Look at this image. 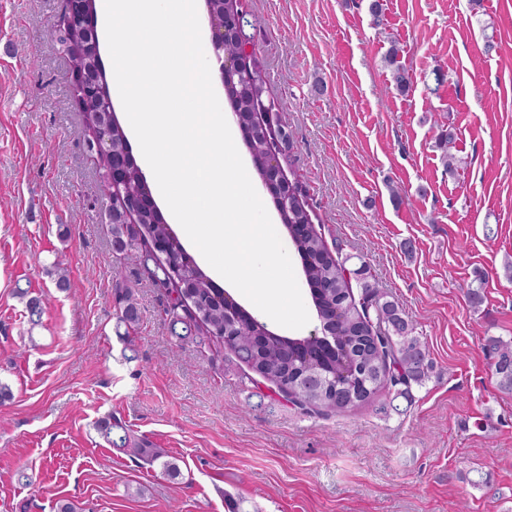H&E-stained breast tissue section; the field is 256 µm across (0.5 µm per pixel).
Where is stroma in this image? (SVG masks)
Instances as JSON below:
<instances>
[{
	"instance_id": "stroma-1",
	"label": "stroma",
	"mask_w": 512,
	"mask_h": 512,
	"mask_svg": "<svg viewBox=\"0 0 512 512\" xmlns=\"http://www.w3.org/2000/svg\"><path fill=\"white\" fill-rule=\"evenodd\" d=\"M379 2L376 26L368 0H246L314 224L349 267L369 263L434 363L412 400L383 389L308 414L223 345L178 343L169 290L116 264L57 41L64 0H0V512H512V394L488 346L512 339V0ZM116 276L140 308L125 338ZM108 415L181 477L111 448L94 428Z\"/></svg>"
}]
</instances>
